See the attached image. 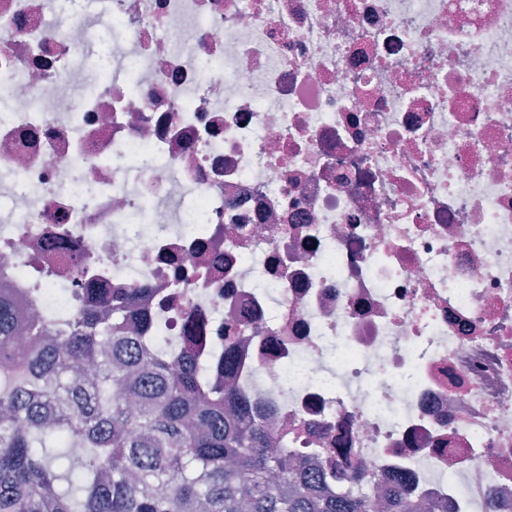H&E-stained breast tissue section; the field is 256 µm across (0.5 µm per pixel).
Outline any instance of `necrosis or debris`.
<instances>
[{
  "mask_svg": "<svg viewBox=\"0 0 512 512\" xmlns=\"http://www.w3.org/2000/svg\"><path fill=\"white\" fill-rule=\"evenodd\" d=\"M0 103L17 319L136 289L327 491L512 512V0H0Z\"/></svg>",
  "mask_w": 512,
  "mask_h": 512,
  "instance_id": "1",
  "label": "necrosis or debris"
}]
</instances>
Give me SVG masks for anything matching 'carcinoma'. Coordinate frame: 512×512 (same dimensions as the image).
Segmentation results:
<instances>
[{
  "instance_id": "cac0c4a2",
  "label": "carcinoma",
  "mask_w": 512,
  "mask_h": 512,
  "mask_svg": "<svg viewBox=\"0 0 512 512\" xmlns=\"http://www.w3.org/2000/svg\"><path fill=\"white\" fill-rule=\"evenodd\" d=\"M103 300L112 322L84 314L53 335L0 298V512H374L287 465L237 392L201 382L189 347L176 369L148 356L134 290Z\"/></svg>"
}]
</instances>
